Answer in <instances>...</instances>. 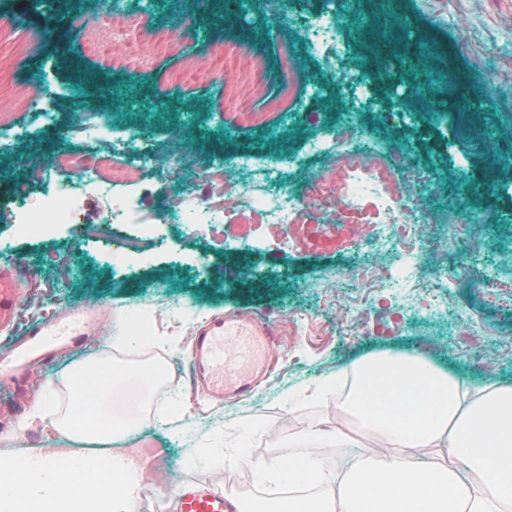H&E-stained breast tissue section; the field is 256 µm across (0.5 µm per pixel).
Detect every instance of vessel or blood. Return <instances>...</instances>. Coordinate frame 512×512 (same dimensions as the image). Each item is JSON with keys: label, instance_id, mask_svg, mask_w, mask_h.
<instances>
[{"label": "vessel or blood", "instance_id": "vessel-or-blood-1", "mask_svg": "<svg viewBox=\"0 0 512 512\" xmlns=\"http://www.w3.org/2000/svg\"><path fill=\"white\" fill-rule=\"evenodd\" d=\"M21 280L17 273L0 272V324L12 325L19 307ZM91 317L90 311H67L59 322L29 331L33 345L53 339L77 341ZM274 339L269 322L250 315L227 317L204 327L194 340L189 364L207 377L217 392L251 394L254 386L248 369L258 349H272ZM179 512H240L239 499L202 484H183L178 493Z\"/></svg>", "mask_w": 512, "mask_h": 512}]
</instances>
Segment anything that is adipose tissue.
<instances>
[{"mask_svg":"<svg viewBox=\"0 0 512 512\" xmlns=\"http://www.w3.org/2000/svg\"><path fill=\"white\" fill-rule=\"evenodd\" d=\"M349 373L342 409L390 452L327 482L313 445L328 433L312 430L298 441L302 454L252 463L260 481L307 489L273 499L270 512H512V383H475L416 353L372 354ZM129 375L145 383L159 372L95 360L42 389L0 436V512H142L144 469L128 437L149 409L134 402L104 420L98 413ZM46 417L61 447L16 459V443ZM420 448L435 459L417 456Z\"/></svg>","mask_w":512,"mask_h":512,"instance_id":"ef3b65f1","label":"adipose tissue"}]
</instances>
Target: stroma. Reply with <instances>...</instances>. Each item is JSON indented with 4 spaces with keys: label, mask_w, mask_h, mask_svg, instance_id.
Instances as JSON below:
<instances>
[{
    "label": "stroma",
    "mask_w": 512,
    "mask_h": 512,
    "mask_svg": "<svg viewBox=\"0 0 512 512\" xmlns=\"http://www.w3.org/2000/svg\"><path fill=\"white\" fill-rule=\"evenodd\" d=\"M126 2L130 17L112 51L136 46L139 61L115 71L85 37L99 24L102 0H0V121L27 131L24 142L0 146V269L20 271L22 284L16 326H0V360H11L17 327L56 321L67 306L97 314L82 348L57 344L29 374H0V434L47 381L112 357L104 338L119 320L168 342L125 356L159 364L164 390L122 383L99 404L104 414L132 394L153 404L155 417L131 445L145 455L161 449L170 479L147 486L145 512H178L186 482L271 501L277 487L237 464L239 449L256 460L285 459L313 428L351 441L317 445L334 471L348 458L382 453L335 398L310 394L317 378L366 354L418 351L476 381L512 382V0H237L232 15L210 9L175 56L159 51L152 33L199 10L198 0ZM325 12L342 24L333 43L316 46L312 21ZM426 30L433 52L374 68L368 36L415 42ZM62 54L64 68L56 64ZM452 69L467 76L470 95L449 86ZM30 85L55 123L26 110ZM283 90L287 108H269ZM244 110L265 112L263 125L233 121ZM102 111L114 152L136 129V149L155 169L120 188L143 223L113 224L83 241L85 226L103 223L108 208L90 195L73 223L24 231L14 198L37 205L53 190L31 178L29 159L82 148L77 125ZM345 149L363 166L390 169L400 203L415 201V233L430 245L420 259L426 271L462 265L468 280L438 301L425 283L383 287L389 267L418 259L383 243L391 208L337 190L334 160ZM197 153L256 181L279 168L282 191L300 208L297 223L162 222V180L182 178L174 159ZM131 238L138 246H128ZM491 277L507 282L493 299L477 285ZM247 314L269 318L278 361L251 396L222 398L193 380L187 358L200 327ZM253 421L262 433L245 431Z\"/></svg>",
    "instance_id": "stroma-1"
}]
</instances>
